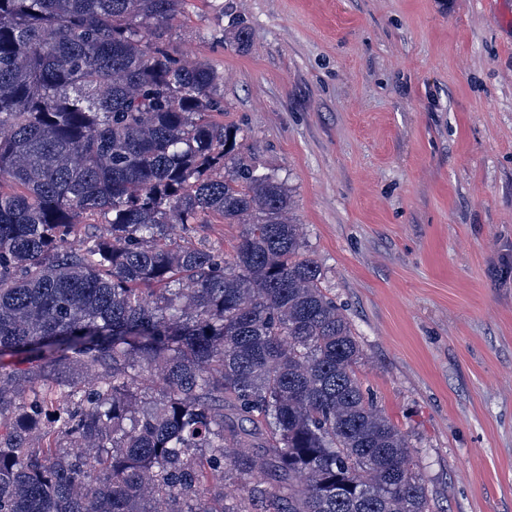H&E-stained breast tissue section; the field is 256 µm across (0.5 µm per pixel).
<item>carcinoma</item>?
I'll return each instance as SVG.
<instances>
[{
	"label": "carcinoma",
	"instance_id": "obj_1",
	"mask_svg": "<svg viewBox=\"0 0 512 512\" xmlns=\"http://www.w3.org/2000/svg\"><path fill=\"white\" fill-rule=\"evenodd\" d=\"M185 2L0 0V512H432ZM241 225L239 224H208L203 234L210 241L224 246L225 252H230L237 243Z\"/></svg>",
	"mask_w": 512,
	"mask_h": 512
}]
</instances>
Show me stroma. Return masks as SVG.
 <instances>
[{"label": "stroma", "instance_id": "1", "mask_svg": "<svg viewBox=\"0 0 512 512\" xmlns=\"http://www.w3.org/2000/svg\"><path fill=\"white\" fill-rule=\"evenodd\" d=\"M433 512H512V0H188Z\"/></svg>", "mask_w": 512, "mask_h": 512}]
</instances>
